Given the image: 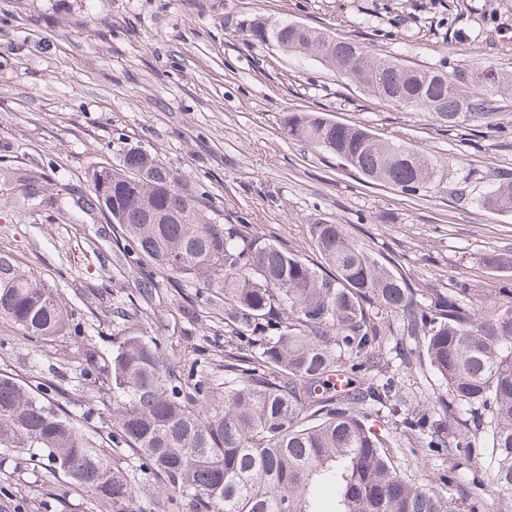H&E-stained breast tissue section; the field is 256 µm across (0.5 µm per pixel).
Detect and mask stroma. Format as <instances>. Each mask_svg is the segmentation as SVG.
Wrapping results in <instances>:
<instances>
[{
  "label": "stroma",
  "instance_id": "stroma-1",
  "mask_svg": "<svg viewBox=\"0 0 512 512\" xmlns=\"http://www.w3.org/2000/svg\"><path fill=\"white\" fill-rule=\"evenodd\" d=\"M300 23L365 43L410 68L512 74V0H0V251L40 274L81 326L27 339L0 322V373L44 383L82 432L112 450L115 414L105 366L116 305L148 320L167 362L183 368L191 345L223 356L231 342L224 307L204 287L178 291L147 264L132 265L92 194L88 168L118 164L139 146L208 194L211 221L244 213L255 231L315 260L309 224L348 225L414 287L466 284L474 317L498 301L512 275L485 269L489 253L512 254V213L485 210L434 188L408 195L368 183L341 159L289 137L288 114L315 112L367 127L437 159L449 182L480 192L512 172V91L493 94L494 124L446 127L432 112L375 97L312 57L254 43L244 23ZM42 185L28 198L11 173ZM156 285L144 295V282ZM385 361L407 412L435 408L448 392L428 365L405 361L386 341ZM93 355L96 369L75 363ZM94 408L96 417L84 421ZM409 483L451 499L456 512H506L481 449L469 464L399 436L391 450ZM0 512H112L67 491L45 468L0 455Z\"/></svg>",
  "mask_w": 512,
  "mask_h": 512
}]
</instances>
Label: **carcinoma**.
Here are the masks:
<instances>
[{"label": "carcinoma", "mask_w": 512, "mask_h": 512, "mask_svg": "<svg viewBox=\"0 0 512 512\" xmlns=\"http://www.w3.org/2000/svg\"><path fill=\"white\" fill-rule=\"evenodd\" d=\"M248 36L285 52L314 56L384 100L428 112L450 127L488 125V92L512 78L461 67L411 69L355 41L293 22L249 24ZM288 135L335 154L363 177L415 195L447 181L443 166L364 126L316 113L288 115ZM112 187V224L124 249L184 288L203 283L224 302L236 338L224 374L192 358L171 367L157 339L125 326L109 361L117 417L112 443L138 457L135 469L95 447L47 390L0 373V451L46 461L53 477L88 490L112 512H143L149 490L166 512H455L452 501L397 473L393 432L370 408L391 409L395 426L429 448L475 446L470 432L448 439L421 410L401 416L393 378L383 371L384 336H405L448 390V421L464 417L486 435L492 480L512 492V290L472 318L469 289L411 286L344 224L318 220L309 233L315 265L258 235L242 215L214 224L205 192L140 147L122 148L119 167L100 166ZM489 211L512 212V176L479 195ZM486 268L512 271V255L489 254ZM399 314L393 331L389 317ZM70 313L41 277L0 251V320L28 338L55 336ZM344 375L348 388L336 389Z\"/></svg>", "instance_id": "1"}]
</instances>
